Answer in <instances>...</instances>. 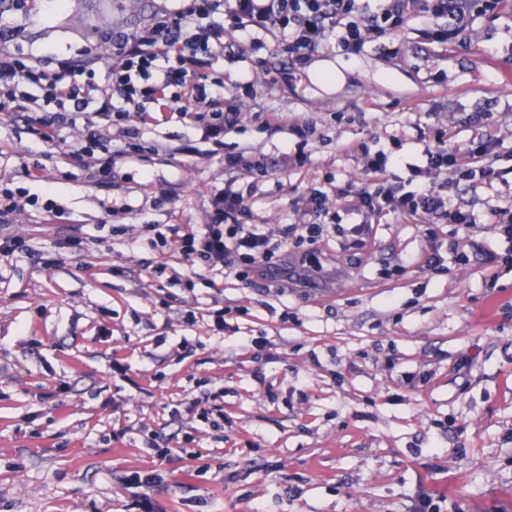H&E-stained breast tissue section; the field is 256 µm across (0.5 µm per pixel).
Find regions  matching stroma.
Returning <instances> with one entry per match:
<instances>
[{
  "label": "stroma",
  "mask_w": 512,
  "mask_h": 512,
  "mask_svg": "<svg viewBox=\"0 0 512 512\" xmlns=\"http://www.w3.org/2000/svg\"><path fill=\"white\" fill-rule=\"evenodd\" d=\"M178 6L28 0L11 45L99 57L102 82L111 32ZM430 24L411 18L359 56L316 54L342 71L334 89L306 67L268 74L270 41L246 61L220 58L216 76L243 103L238 125L215 142L155 113L138 152L102 176L75 158L77 129L44 144L21 114L0 112V196L24 206L0 228L20 240L0 255V512H126L122 476L155 467L175 480L157 492L168 512H413L424 492L445 495L443 512H512V264L493 216L512 207V174L452 196L474 213L467 229L389 215L364 246L325 237L312 286L282 293L187 282L184 257L150 244L152 225L205 223L227 156L243 148L277 170L253 207L265 231L294 223L303 189L359 182L347 143L385 151L404 183L441 126L458 142L487 136L512 165V9L472 17L444 43H425ZM306 123L307 163L282 168L291 126ZM112 206L126 219L112 222ZM431 227L447 269L424 261ZM207 390L224 393L223 427L172 417ZM152 443L187 452L161 463Z\"/></svg>",
  "instance_id": "stroma-1"
}]
</instances>
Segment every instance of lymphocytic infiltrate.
I'll return each mask as SVG.
<instances>
[{
  "label": "lymphocytic infiltrate",
  "mask_w": 512,
  "mask_h": 512,
  "mask_svg": "<svg viewBox=\"0 0 512 512\" xmlns=\"http://www.w3.org/2000/svg\"><path fill=\"white\" fill-rule=\"evenodd\" d=\"M182 2L178 10L157 14L133 32L113 33L121 49L113 56L103 85L95 80L92 61L56 57L46 67L1 47L0 112L31 113L32 133L44 142L52 140L58 128L81 126V154L91 157L96 149L108 150L102 164L108 170L117 158L129 155L131 128L146 123L148 102L169 99L173 112L192 117L206 139L220 140L238 124L239 99L225 95L223 79L211 75L215 60L224 53L225 35L239 34L252 50L263 47L264 37L276 38L289 65L303 66L332 40L345 53L361 54L375 38L397 33L421 12L453 20V27L439 25L426 31L429 39L443 43L464 30L474 8L495 11L504 0H377L375 8L365 12L359 11L357 0ZM88 112L116 127L115 137H104L97 125L81 122V115ZM342 151L361 162L363 185L309 189L297 222L275 234L258 231L251 223V197L257 184L244 192L235 187L240 173L255 172L266 178L269 168L249 151H240L227 164L229 177L223 190L213 195L202 231L185 232L170 224L160 237L161 244L179 250L185 259L200 258L206 273L284 288L294 278L289 257L316 244L326 231L359 247L371 226L390 214H423L466 227L474 215L452 206L449 188L464 180L474 189L500 177L484 162L488 145L482 138L452 148L444 130L434 132L423 150V165L413 168L412 177L419 183L414 190L389 179L386 152L370 153L349 144ZM345 214L355 216V223H343ZM162 482V474L154 469H138L125 476L133 512H167L153 495Z\"/></svg>",
  "instance_id": "1"
}]
</instances>
